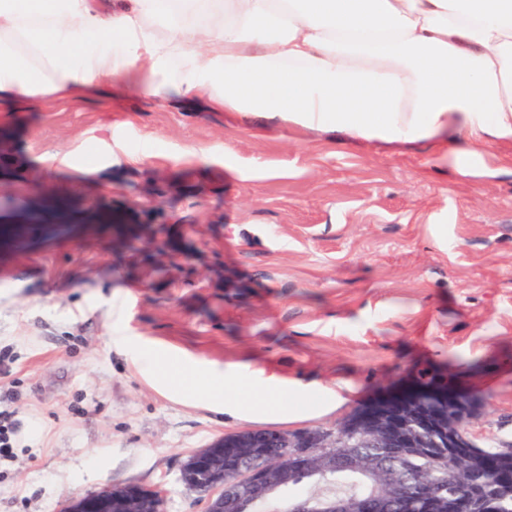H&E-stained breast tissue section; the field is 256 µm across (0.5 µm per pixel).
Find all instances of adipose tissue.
<instances>
[{
	"mask_svg": "<svg viewBox=\"0 0 512 512\" xmlns=\"http://www.w3.org/2000/svg\"><path fill=\"white\" fill-rule=\"evenodd\" d=\"M135 88L367 142L512 141V0H0V104ZM115 347L215 415L290 416L351 387L282 385L138 336Z\"/></svg>",
	"mask_w": 512,
	"mask_h": 512,
	"instance_id": "ef3b65f1",
	"label": "adipose tissue"
}]
</instances>
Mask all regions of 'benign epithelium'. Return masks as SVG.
<instances>
[{
    "label": "benign epithelium",
    "instance_id": "7a95c632",
    "mask_svg": "<svg viewBox=\"0 0 512 512\" xmlns=\"http://www.w3.org/2000/svg\"><path fill=\"white\" fill-rule=\"evenodd\" d=\"M476 406L473 394L463 386L426 393L409 386L365 403L348 422L346 435L351 438L376 430L388 448H410L450 469L469 460L480 470L482 448L465 427ZM226 448L238 449L245 466L225 470ZM273 448L286 452L273 453ZM344 462L343 448L336 445L333 430L292 434L243 430L191 454L182 466L180 481L188 495L205 503V512H243L241 501L231 495L233 485L246 487L250 497L259 501L299 479L319 484L336 474ZM456 503L459 512H496L495 502L473 477L456 496ZM383 505L373 493L364 501L336 496L297 500L289 512H378ZM60 512H166V502L162 491L130 483L72 497Z\"/></svg>",
    "mask_w": 512,
    "mask_h": 512
}]
</instances>
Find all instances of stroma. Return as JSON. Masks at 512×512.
Masks as SVG:
<instances>
[{"label":"stroma","mask_w":512,"mask_h":512,"mask_svg":"<svg viewBox=\"0 0 512 512\" xmlns=\"http://www.w3.org/2000/svg\"><path fill=\"white\" fill-rule=\"evenodd\" d=\"M208 162L194 160L198 147ZM512 142L462 166L428 143L151 100L127 91L0 112V198L51 194L150 229L74 224L0 252V512L136 483L204 512L187 458L245 429L340 425L424 369L478 399L468 431L512 446ZM139 336L282 381L348 380L336 410L217 422L159 394L112 345Z\"/></svg>","instance_id":"1"}]
</instances>
